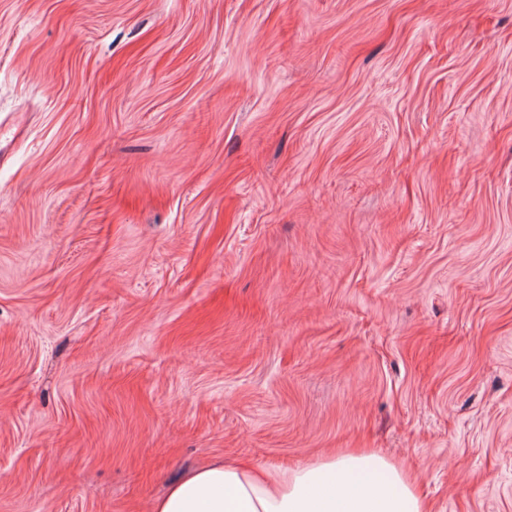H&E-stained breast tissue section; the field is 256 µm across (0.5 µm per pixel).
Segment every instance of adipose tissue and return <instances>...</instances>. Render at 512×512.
<instances>
[{
    "mask_svg": "<svg viewBox=\"0 0 512 512\" xmlns=\"http://www.w3.org/2000/svg\"><path fill=\"white\" fill-rule=\"evenodd\" d=\"M152 512H430L414 479L376 452L353 448L303 465L215 460L186 472Z\"/></svg>",
    "mask_w": 512,
    "mask_h": 512,
    "instance_id": "adipose-tissue-1",
    "label": "adipose tissue"
}]
</instances>
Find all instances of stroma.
I'll use <instances>...</instances> for the list:
<instances>
[{"label":"stroma","instance_id":"35a3bbf8","mask_svg":"<svg viewBox=\"0 0 512 512\" xmlns=\"http://www.w3.org/2000/svg\"><path fill=\"white\" fill-rule=\"evenodd\" d=\"M0 512L373 448L512 512V0H0Z\"/></svg>","mask_w":512,"mask_h":512}]
</instances>
